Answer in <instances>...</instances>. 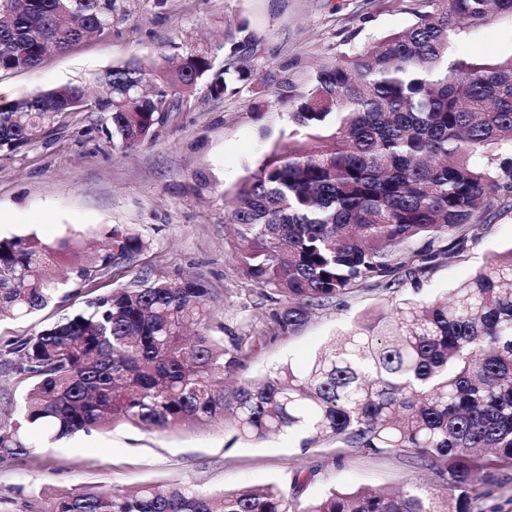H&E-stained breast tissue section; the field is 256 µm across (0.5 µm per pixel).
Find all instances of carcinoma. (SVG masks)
<instances>
[{
  "label": "carcinoma",
  "mask_w": 512,
  "mask_h": 512,
  "mask_svg": "<svg viewBox=\"0 0 512 512\" xmlns=\"http://www.w3.org/2000/svg\"><path fill=\"white\" fill-rule=\"evenodd\" d=\"M122 0H0V72L37 67L112 29ZM512 14V0H415L413 23L375 46L323 63L295 101L299 137L274 147L235 191L229 220L243 275L274 305L271 325L300 331L313 307L348 306L361 291L420 287L438 259L481 240L473 219L512 193V57L448 58L452 35ZM207 45L167 49L49 91L0 101V153L11 154L75 113L105 112L113 144L156 139L207 80L226 89ZM85 248L68 238L0 239V312L33 314L58 285L52 269ZM145 249L115 225L110 243L73 269L80 282L133 263ZM194 279L143 277L9 346L32 380L20 419L0 428V458L28 452L21 429L61 438L117 425L205 428L229 417L232 441L293 435L392 454L433 472L448 495L330 487L300 501L302 483L230 493L144 484L133 492L74 488L41 512H477L512 469V248L447 294L407 298L390 318L357 321L309 367L235 380L250 357Z\"/></svg>",
  "instance_id": "1"
}]
</instances>
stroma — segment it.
Wrapping results in <instances>:
<instances>
[{
    "label": "stroma",
    "mask_w": 512,
    "mask_h": 512,
    "mask_svg": "<svg viewBox=\"0 0 512 512\" xmlns=\"http://www.w3.org/2000/svg\"><path fill=\"white\" fill-rule=\"evenodd\" d=\"M103 35L65 52L48 53L34 70L1 72L12 95L50 90L132 58H144L169 41L202 42L224 64L232 48L225 33L249 43L243 57L252 83L228 81L223 97L198 90L185 112L157 141L121 151L100 112L74 114L29 148L0 157V238L45 242L78 237L88 250L102 248L112 225L137 233L145 250L127 266L107 271L92 286L77 281L71 256L56 270L64 285L49 305L27 317L0 318V426L17 420L31 386L14 370L12 339L34 335L82 309L87 299L127 286L137 277L198 278L228 336L262 342L243 370L258 378L288 364L303 370L338 331L362 317L393 315L401 299L446 293L492 254L512 248V195L477 213L487 232L468 259L441 258L421 288L362 293L346 308L314 309L299 333L275 334L270 305L239 265L241 246L227 224L236 186L274 144L293 137L290 95L303 90L316 68L367 47L414 21L411 0H124ZM477 52L486 62L512 56V15L452 36L449 56ZM28 454L0 460V512H27L45 494L79 487L133 490L143 484L188 483L207 492H231L268 482L304 484L303 498L325 487H432L434 475L414 472L389 454L354 452L328 443L309 450L285 436L259 445L233 441L215 425L160 431L118 426L79 432L59 441L39 426L22 429Z\"/></svg>",
    "instance_id": "1"
}]
</instances>
